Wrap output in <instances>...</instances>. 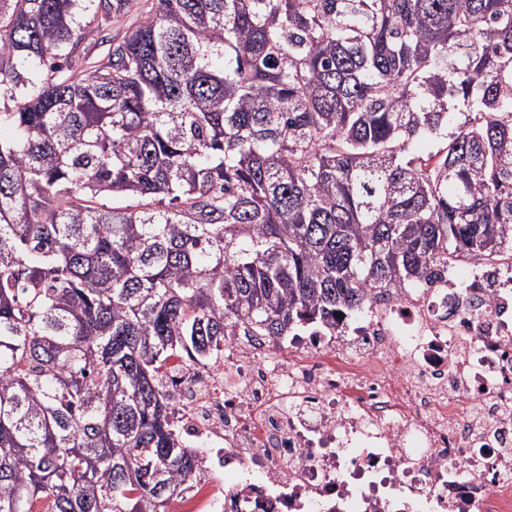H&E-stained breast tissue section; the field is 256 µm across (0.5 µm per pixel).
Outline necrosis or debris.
I'll return each instance as SVG.
<instances>
[{"label": "necrosis or debris", "instance_id": "necrosis-or-debris-1", "mask_svg": "<svg viewBox=\"0 0 512 512\" xmlns=\"http://www.w3.org/2000/svg\"><path fill=\"white\" fill-rule=\"evenodd\" d=\"M180 426L239 479L174 512H512V260L378 288L332 336H228L170 374Z\"/></svg>", "mask_w": 512, "mask_h": 512}]
</instances>
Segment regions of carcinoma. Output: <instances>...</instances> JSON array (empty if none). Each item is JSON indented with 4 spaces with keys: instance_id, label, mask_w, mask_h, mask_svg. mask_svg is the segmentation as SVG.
Returning <instances> with one entry per match:
<instances>
[{
    "instance_id": "obj_1",
    "label": "carcinoma",
    "mask_w": 512,
    "mask_h": 512,
    "mask_svg": "<svg viewBox=\"0 0 512 512\" xmlns=\"http://www.w3.org/2000/svg\"><path fill=\"white\" fill-rule=\"evenodd\" d=\"M124 7L0 0V512H169L178 362L512 256V0H155L76 54ZM128 13L123 17L112 18V24H103L104 30L89 28L85 33V38L80 43L77 53L83 55L88 52L90 55L100 54L107 45H100L101 36L120 40L125 32V28L140 18L143 13L151 8L152 0H128Z\"/></svg>"
}]
</instances>
